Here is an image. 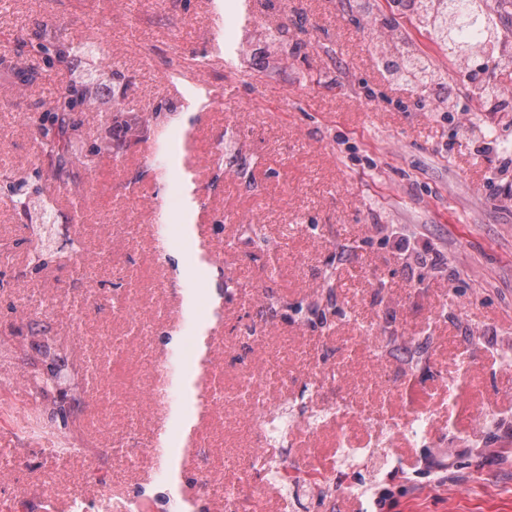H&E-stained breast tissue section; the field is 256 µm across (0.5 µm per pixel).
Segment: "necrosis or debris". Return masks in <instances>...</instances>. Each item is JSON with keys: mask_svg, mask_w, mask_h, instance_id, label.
Instances as JSON below:
<instances>
[{"mask_svg": "<svg viewBox=\"0 0 512 512\" xmlns=\"http://www.w3.org/2000/svg\"><path fill=\"white\" fill-rule=\"evenodd\" d=\"M153 224H90L74 188L70 220L0 221V512H312L399 465L403 448L497 422L471 360L455 373L435 340L414 373L373 343L386 311L315 334L314 302L289 310L257 288L255 317L225 334L245 280L220 224H178L167 180ZM81 270L78 288L59 271ZM294 314L296 334L281 324Z\"/></svg>", "mask_w": 512, "mask_h": 512, "instance_id": "obj_1", "label": "necrosis or debris"}]
</instances>
